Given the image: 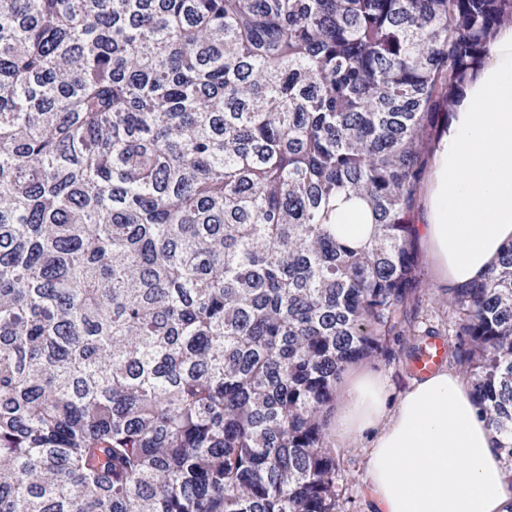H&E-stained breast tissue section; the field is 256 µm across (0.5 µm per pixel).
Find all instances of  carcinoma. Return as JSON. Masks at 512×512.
I'll use <instances>...</instances> for the list:
<instances>
[{
    "label": "carcinoma",
    "instance_id": "1",
    "mask_svg": "<svg viewBox=\"0 0 512 512\" xmlns=\"http://www.w3.org/2000/svg\"><path fill=\"white\" fill-rule=\"evenodd\" d=\"M512 0H0V512H341L440 115ZM372 225L336 231V200ZM512 463V242L448 299Z\"/></svg>",
    "mask_w": 512,
    "mask_h": 512
}]
</instances>
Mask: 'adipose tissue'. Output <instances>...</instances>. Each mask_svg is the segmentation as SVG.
<instances>
[{"mask_svg": "<svg viewBox=\"0 0 512 512\" xmlns=\"http://www.w3.org/2000/svg\"><path fill=\"white\" fill-rule=\"evenodd\" d=\"M419 231L444 297L512 241V24L452 101ZM330 428L338 444L364 446L374 512H512L496 438L454 369L412 381L395 402L384 375L353 370Z\"/></svg>", "mask_w": 512, "mask_h": 512, "instance_id": "adipose-tissue-1", "label": "adipose tissue"}]
</instances>
